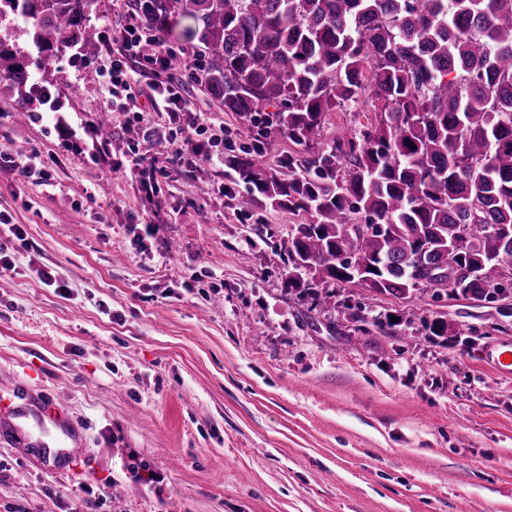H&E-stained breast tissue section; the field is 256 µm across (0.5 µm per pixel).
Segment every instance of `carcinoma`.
<instances>
[{
	"label": "carcinoma",
	"instance_id": "carcinoma-1",
	"mask_svg": "<svg viewBox=\"0 0 512 512\" xmlns=\"http://www.w3.org/2000/svg\"><path fill=\"white\" fill-rule=\"evenodd\" d=\"M94 0H0L34 52L0 41V80L26 90L75 48L98 53ZM153 32L181 16L197 70L239 137L305 147L279 169L224 154L261 209L304 211L288 232V287L316 301L362 286L404 298L512 292V0H133ZM368 96L376 120L327 137V115Z\"/></svg>",
	"mask_w": 512,
	"mask_h": 512
}]
</instances>
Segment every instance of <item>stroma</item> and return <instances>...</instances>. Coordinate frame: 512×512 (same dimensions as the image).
I'll list each match as a JSON object with an SVG mask.
<instances>
[{
    "instance_id": "1",
    "label": "stroma",
    "mask_w": 512,
    "mask_h": 512,
    "mask_svg": "<svg viewBox=\"0 0 512 512\" xmlns=\"http://www.w3.org/2000/svg\"><path fill=\"white\" fill-rule=\"evenodd\" d=\"M95 65L66 57L33 76L62 126L0 81V152L53 159L48 186L0 170V211L27 239L0 269V408L53 400L79 440L55 473L0 440V512H456L464 499L512 512V374L481 360L512 343V296L290 293L280 247L308 214L253 207L220 160L200 197L148 98L150 123L116 112L96 140L109 93L84 80ZM186 83L235 145L239 117ZM146 143L154 194L126 168ZM343 299L397 317L394 335L358 330ZM435 318L456 335H428ZM139 464L161 483L140 481Z\"/></svg>"
}]
</instances>
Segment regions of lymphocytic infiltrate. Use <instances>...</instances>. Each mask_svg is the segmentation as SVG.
<instances>
[{
	"label": "lymphocytic infiltrate",
	"instance_id": "f902f5d3",
	"mask_svg": "<svg viewBox=\"0 0 512 512\" xmlns=\"http://www.w3.org/2000/svg\"><path fill=\"white\" fill-rule=\"evenodd\" d=\"M153 39L155 50L145 56L140 52L141 43ZM112 53L99 62L101 77L106 78L111 88L109 107L132 113L135 120H143L144 114L137 105V96L132 84L134 77L128 67L136 62L142 68L159 73L160 78L148 85L145 94L155 108L167 112L175 120L178 134L171 145L173 155L190 167L220 158L224 154V132L215 123L194 110L191 101L184 96L182 86L167 73L178 53L161 36L151 35L136 15L112 29Z\"/></svg>",
	"mask_w": 512,
	"mask_h": 512
}]
</instances>
